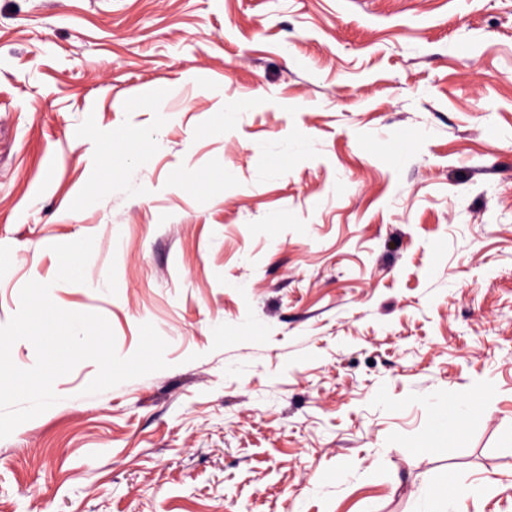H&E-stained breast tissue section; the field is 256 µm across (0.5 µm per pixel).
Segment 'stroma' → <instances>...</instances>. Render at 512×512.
Listing matches in <instances>:
<instances>
[{
	"label": "stroma",
	"instance_id": "35a3bbf8",
	"mask_svg": "<svg viewBox=\"0 0 512 512\" xmlns=\"http://www.w3.org/2000/svg\"><path fill=\"white\" fill-rule=\"evenodd\" d=\"M32 280L168 366L57 379L0 512H512V0H0V326Z\"/></svg>",
	"mask_w": 512,
	"mask_h": 512
}]
</instances>
